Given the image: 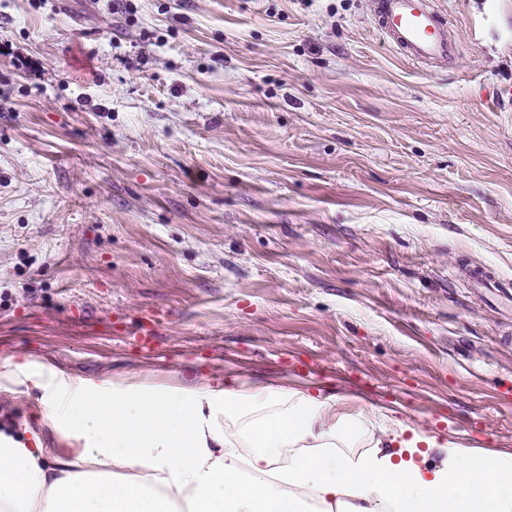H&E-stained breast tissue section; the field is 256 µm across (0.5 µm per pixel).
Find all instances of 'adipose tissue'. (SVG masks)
I'll return each instance as SVG.
<instances>
[{"label":"adipose tissue","instance_id":"adipose-tissue-1","mask_svg":"<svg viewBox=\"0 0 512 512\" xmlns=\"http://www.w3.org/2000/svg\"><path fill=\"white\" fill-rule=\"evenodd\" d=\"M40 390L47 445L0 429V512H512V456L448 447L442 468L413 456L435 438L400 440L406 459L339 455L370 419L282 387L72 378L36 359L0 365V392ZM250 456H242V449Z\"/></svg>","mask_w":512,"mask_h":512}]
</instances>
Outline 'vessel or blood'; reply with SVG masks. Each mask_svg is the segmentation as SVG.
<instances>
[{
  "mask_svg": "<svg viewBox=\"0 0 512 512\" xmlns=\"http://www.w3.org/2000/svg\"><path fill=\"white\" fill-rule=\"evenodd\" d=\"M374 25L409 61L453 62L459 44L435 0H376Z\"/></svg>",
  "mask_w": 512,
  "mask_h": 512,
  "instance_id": "b4317fda",
  "label": "vessel or blood"
}]
</instances>
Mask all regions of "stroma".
<instances>
[{
  "mask_svg": "<svg viewBox=\"0 0 512 512\" xmlns=\"http://www.w3.org/2000/svg\"><path fill=\"white\" fill-rule=\"evenodd\" d=\"M437 3L462 52L428 69L375 0H0V362L512 455V0Z\"/></svg>",
  "mask_w": 512,
  "mask_h": 512,
  "instance_id": "stroma-1",
  "label": "stroma"
}]
</instances>
